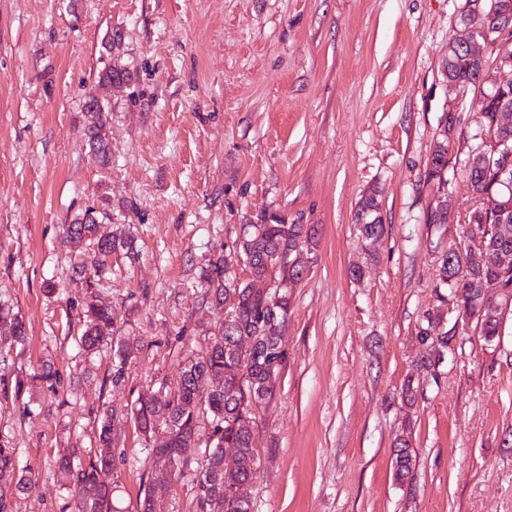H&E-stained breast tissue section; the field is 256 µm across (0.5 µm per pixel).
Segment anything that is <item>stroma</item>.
<instances>
[{
    "label": "stroma",
    "mask_w": 512,
    "mask_h": 512,
    "mask_svg": "<svg viewBox=\"0 0 512 512\" xmlns=\"http://www.w3.org/2000/svg\"><path fill=\"white\" fill-rule=\"evenodd\" d=\"M464 3L0 0V312L27 333L0 334V446L27 478L13 512H72L56 461L94 447L109 410L126 456L114 504L133 512L150 464L127 407L206 347L224 313L204 273L271 217L316 235L254 428L253 512H512V309L493 341L467 327L414 405L401 398L417 325L447 292L440 258L468 245L467 142L448 153V223H429L440 194L424 180L444 128L479 125V95L444 76ZM110 67L125 79L107 93L104 165L84 107ZM372 191L385 233L368 248L355 214ZM89 207L133 240L90 284L62 238ZM92 292L115 339L142 344L117 385L110 347L76 342ZM46 366L54 384L36 378ZM401 436L416 454L405 484ZM396 448H399L396 452L395 458V470L396 477L404 483L410 479L413 469L416 465V456L413 455L414 451H411L409 439L399 438L396 441Z\"/></svg>",
    "instance_id": "obj_1"
}]
</instances>
